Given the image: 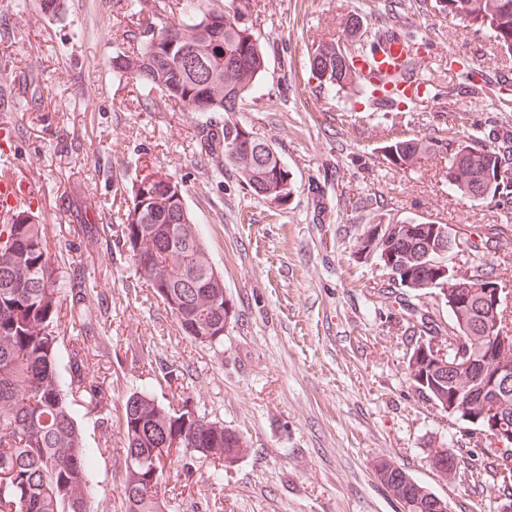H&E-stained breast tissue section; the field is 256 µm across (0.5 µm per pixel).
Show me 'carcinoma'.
<instances>
[{"mask_svg":"<svg viewBox=\"0 0 512 512\" xmlns=\"http://www.w3.org/2000/svg\"><path fill=\"white\" fill-rule=\"evenodd\" d=\"M128 0L132 15L148 13L151 23L134 32V46L115 56L120 75L141 91L157 93L179 104L185 112H222L224 124L211 121L199 130V155L203 160L224 158V165L250 195L270 204L290 197V174L275 149L256 133L231 118L252 93L264 71L266 59L251 30L238 23L248 0L217 9L206 0ZM431 7L492 30L502 49L512 52V0H434ZM179 15L169 21L167 15ZM405 0H391L387 24L404 27ZM377 32L351 46L322 44L309 53L318 87L331 93L358 82L355 64L371 61L377 52ZM426 48V41L408 43V60L399 73L381 86L362 83L368 100L379 94L393 105L409 102L400 86L414 78L412 62ZM465 84L442 91L425 88L419 101H446L474 94L483 87L464 75ZM434 141L450 156L448 185L469 201H496L512 194V136L490 128L487 135L463 142L456 131L457 116L433 115ZM383 157L395 166H413L423 157L417 138H394L382 147ZM126 209L115 236L118 249L129 256L134 276L153 290L173 317L179 332L211 348L224 342V325L236 320L232 298L224 297V275L211 273L213 264L200 237L181 183L170 175L150 170L128 187ZM448 229L424 218H390L377 236L359 241L358 252L374 256L385 267L401 272L392 286L417 294L436 290L451 315V326L470 335V357L481 358L485 341L474 331L481 319L478 285L496 276L489 263L465 266L468 278H457L448 257L429 251ZM512 231L508 224L477 226L472 240L457 235L474 256L498 249L500 236ZM470 284L458 287L459 282ZM66 293L71 315H82L88 297L84 273L75 269L64 279L52 259L47 226L25 211L12 222L0 224V512H95L89 479L92 457L85 448L75 407L109 421L111 395L89 372L87 345L99 339L101 323L81 320L82 345L67 357V375L58 370L60 336L56 321L61 293ZM497 332L508 336L497 364L512 369V313L498 315ZM416 338L407 362L409 372L442 410L448 407V389L469 382L466 373L444 381L428 370L422 348L439 346L438 330L431 320L413 329ZM124 512H167L162 478L175 458L191 470L193 461L213 464V480L221 469L242 459L248 444L224 422L211 419L196 408L167 407L144 391L131 393L123 404ZM455 452L460 467L436 469L446 481L459 472L470 478L471 489L492 480L498 493L512 499V459L494 451L489 442L459 440ZM383 470L378 481L389 497L408 512H448V500L414 479L385 456L372 469Z\"/></svg>","mask_w":512,"mask_h":512,"instance_id":"carcinoma-1","label":"carcinoma"}]
</instances>
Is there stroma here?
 Here are the masks:
<instances>
[{
	"instance_id": "35a3bbf8",
	"label": "stroma",
	"mask_w": 512,
	"mask_h": 512,
	"mask_svg": "<svg viewBox=\"0 0 512 512\" xmlns=\"http://www.w3.org/2000/svg\"><path fill=\"white\" fill-rule=\"evenodd\" d=\"M387 0H249L243 21L266 51V67L237 120L258 133L291 172L292 195L277 206L254 199L223 162L197 163L204 115L155 99L143 107L138 87L113 58L127 47L136 20L123 0H66L62 16L40 0H0V175L30 182L23 208L48 227L60 276L82 262L90 283L84 317L108 305L105 334L90 352L93 377L112 395L108 424L79 414L98 512H122V404L144 390L171 407L187 403L244 436L248 454L213 481L195 463L164 473L173 512H399L371 468L385 455L448 501L450 512H500L492 486L470 495L469 480L446 482L428 450L453 445L468 425L450 419L413 385L406 366L408 326L421 317L448 329L436 292L402 304L380 292L387 270L358 253L374 215L347 208L353 194L376 193L386 216L425 218L466 231L472 224H511L489 202L458 197L448 186V154L432 150L399 169L382 146L395 135L427 137L436 102L392 109L389 125L369 123L373 104L357 86L324 99L307 52L330 38L349 44L386 20ZM410 27L430 40L416 61L422 82L438 88L469 69L483 91L460 97L462 136L489 122L512 127V99L497 87L512 77V53L483 29L431 11ZM362 118L343 125L342 114ZM172 175L238 319L221 346L185 338L153 291L136 281L114 245L125 209L118 185L136 160ZM86 224L99 234L83 233Z\"/></svg>"
}]
</instances>
